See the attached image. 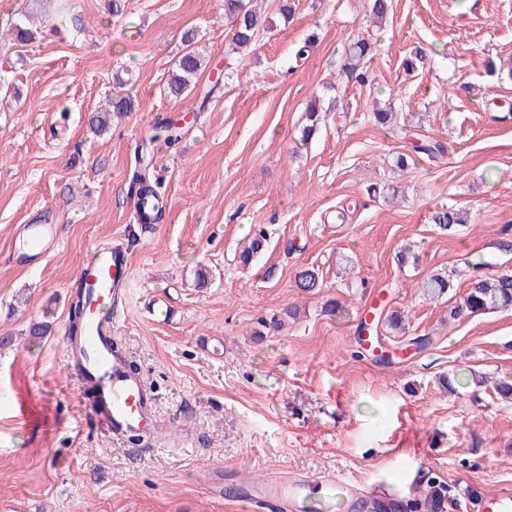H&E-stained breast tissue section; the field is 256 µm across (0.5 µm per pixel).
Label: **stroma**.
<instances>
[{
    "label": "stroma",
    "instance_id": "obj_1",
    "mask_svg": "<svg viewBox=\"0 0 512 512\" xmlns=\"http://www.w3.org/2000/svg\"><path fill=\"white\" fill-rule=\"evenodd\" d=\"M122 2L116 15L112 0H0V33H34L0 50V336L14 337L0 347V512H251L228 471H331L398 499L435 476L454 512H479L467 487L512 492V404L492 386L512 377V309L448 320L476 274L512 271L496 247L512 239V76L496 67L512 58V0H392L380 24L372 0H290L287 20L280 0H256L270 26L235 57L224 0ZM187 31L207 66L175 99L166 81ZM360 38L377 45L363 84L342 70ZM117 75L135 108L93 134ZM312 103L323 121L305 142ZM377 104L404 129L375 125ZM179 115L177 142H150ZM414 136L443 154L399 165ZM143 162L163 194L156 224L137 223L129 191ZM372 184L398 193L369 197ZM444 206L468 225L441 233ZM45 218L54 249L16 263L20 225ZM260 227L268 243L243 267ZM111 245L132 273L112 338L158 425L139 445L97 427L64 358L78 263ZM405 245L418 262L398 265ZM307 267L322 281L311 293L295 284ZM441 272L452 288L423 297ZM380 303L405 319L380 329L388 349L428 346L388 364L361 355L359 314ZM45 316L51 336L28 340ZM458 372L488 382L444 391Z\"/></svg>",
    "mask_w": 512,
    "mask_h": 512
}]
</instances>
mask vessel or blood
Listing matches in <instances>:
<instances>
[{"label": "vessel or blood", "mask_w": 512, "mask_h": 512, "mask_svg": "<svg viewBox=\"0 0 512 512\" xmlns=\"http://www.w3.org/2000/svg\"><path fill=\"white\" fill-rule=\"evenodd\" d=\"M24 247L19 262L34 265L50 252L55 240L49 224H28L23 231ZM131 272L121 248L87 251L79 263L75 287L83 291L85 316L76 343L65 347L66 359L80 358L76 375L80 384L96 391L98 409L94 416L109 435L120 438L151 421V407L139 376L126 375L110 347L112 307L121 289L127 288ZM241 496L255 512H321L331 497L357 501L355 485L333 472L278 476L260 484H242Z\"/></svg>", "instance_id": "b4317fda"}]
</instances>
